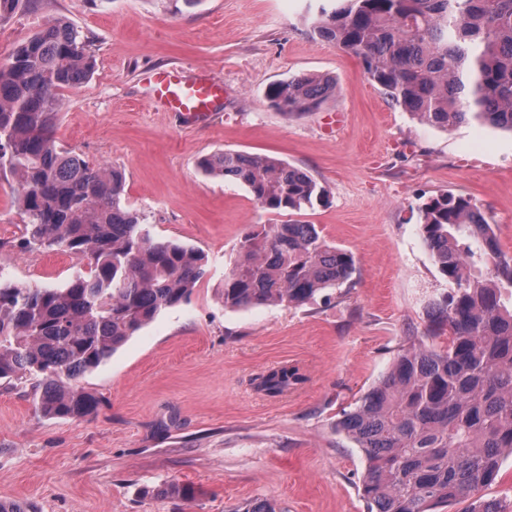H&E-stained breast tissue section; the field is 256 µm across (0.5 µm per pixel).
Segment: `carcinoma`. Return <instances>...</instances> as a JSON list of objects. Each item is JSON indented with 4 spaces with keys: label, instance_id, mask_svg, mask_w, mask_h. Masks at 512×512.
<instances>
[{
    "label": "carcinoma",
    "instance_id": "1",
    "mask_svg": "<svg viewBox=\"0 0 512 512\" xmlns=\"http://www.w3.org/2000/svg\"><path fill=\"white\" fill-rule=\"evenodd\" d=\"M312 37L362 62L391 103L443 130L463 122L512 131V0H341L321 9ZM94 60L79 30L56 19L0 63V177H13L25 215L22 249L63 247L85 265L62 288H33L0 269V380L33 381L51 418L94 417L100 397L80 377L108 360L164 310L187 301L208 274L202 252L152 237L125 200L121 171L62 150L57 91L82 84ZM336 91L301 74L267 96L288 114L311 112ZM200 168L245 185L261 208L300 213L327 196L310 175L275 157L224 151ZM423 240L448 292L434 303L433 337L398 355L336 429L366 457L361 494L371 512H506L484 497L512 451V255L469 197L419 207ZM354 255L315 225L254 224L224 272V306L300 305L350 281ZM304 381L273 368L258 391L281 396Z\"/></svg>",
    "mask_w": 512,
    "mask_h": 512
}]
</instances>
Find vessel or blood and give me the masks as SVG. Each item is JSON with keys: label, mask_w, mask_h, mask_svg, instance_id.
Returning <instances> with one entry per match:
<instances>
[{"label": "vessel or blood", "mask_w": 512, "mask_h": 512, "mask_svg": "<svg viewBox=\"0 0 512 512\" xmlns=\"http://www.w3.org/2000/svg\"><path fill=\"white\" fill-rule=\"evenodd\" d=\"M152 97L167 111L197 120L211 117L219 110L224 89L205 72L189 75L173 68L157 73L153 80Z\"/></svg>", "instance_id": "vessel-or-blood-1"}]
</instances>
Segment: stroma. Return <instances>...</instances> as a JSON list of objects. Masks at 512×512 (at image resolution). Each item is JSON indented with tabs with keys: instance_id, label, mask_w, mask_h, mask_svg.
<instances>
[{
	"instance_id": "stroma-1",
	"label": "stroma",
	"mask_w": 512,
	"mask_h": 512,
	"mask_svg": "<svg viewBox=\"0 0 512 512\" xmlns=\"http://www.w3.org/2000/svg\"><path fill=\"white\" fill-rule=\"evenodd\" d=\"M324 0H28L0 23V61L48 22L84 34L95 65L61 90L63 150L125 174V199L151 235L202 251L209 274L80 380L96 417L39 413L29 383L0 385V500L39 512H368L365 454L336 429L397 356L424 340L448 284L426 248L418 208L470 197L512 255V132L463 123L445 131L392 107L361 61L313 39ZM206 70L224 86L217 119L186 122L149 101V76ZM336 82L314 111L272 106L275 81ZM224 151L276 157L328 192L306 210L356 271L330 296L296 306L225 307L224 272L253 224H281L243 185L206 174ZM17 184L0 179V269L60 288L80 270L69 252L23 251ZM285 365L304 375L284 396L253 379ZM192 498L168 494L169 483Z\"/></svg>"
}]
</instances>
